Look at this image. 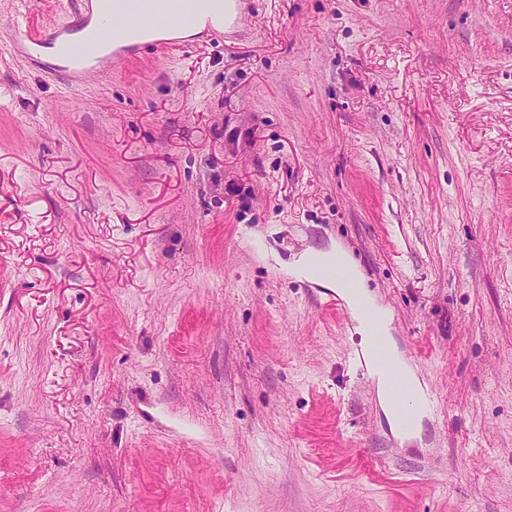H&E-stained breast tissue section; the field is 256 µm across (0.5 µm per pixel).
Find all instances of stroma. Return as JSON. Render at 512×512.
Instances as JSON below:
<instances>
[{"mask_svg":"<svg viewBox=\"0 0 512 512\" xmlns=\"http://www.w3.org/2000/svg\"><path fill=\"white\" fill-rule=\"evenodd\" d=\"M239 2L74 90L8 50L73 0H0V512H512V0ZM311 255L312 252H303L297 261L291 266V273L300 278L312 279L317 276V264L336 266L337 263L349 265L348 256L337 247L336 249L324 250L318 254L317 263ZM328 286L330 288H336V291L348 301L350 307H352V304L355 306V312H352V319L355 323L357 322L354 328L361 336V347L365 352L370 349L369 336H371V334L361 319L359 306H370L363 310L362 316L364 321L373 329H375L379 319L380 332L383 336H372L373 346L369 355L364 353L358 354L356 360L366 372L379 370L386 375L388 381L381 373L375 372L373 374L376 378L378 396L388 415L393 431L394 428L397 429V427L395 416L389 403V387L390 397L392 401L396 402L401 418L406 424H410L413 420V414L416 406L414 403L415 393L411 381L407 378L402 368L394 362L391 356L392 352L395 357H398L395 352L397 349L390 335V325L392 322L391 312L387 309L383 310L379 308L378 317L377 312L371 308V306H374L372 302L373 299H371L368 294L365 297L362 292L359 297H354L349 288H347L345 283L341 280H329ZM384 336H389L391 338L395 350L391 345L390 349V346L386 342Z\"/></svg>","mask_w":512,"mask_h":512,"instance_id":"stroma-1","label":"stroma"}]
</instances>
